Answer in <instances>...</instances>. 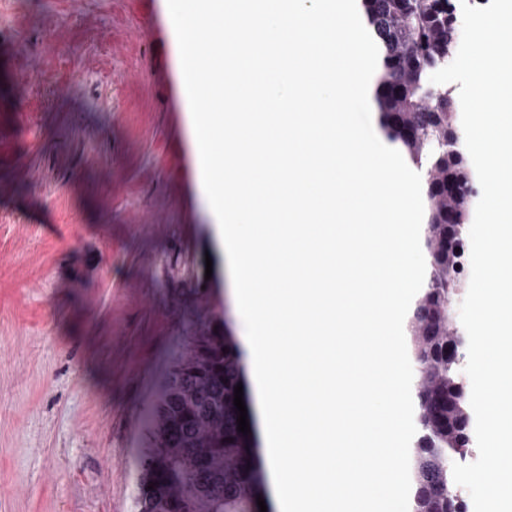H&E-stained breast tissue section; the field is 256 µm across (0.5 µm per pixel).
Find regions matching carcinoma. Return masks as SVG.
<instances>
[{
    "instance_id": "obj_1",
    "label": "carcinoma",
    "mask_w": 512,
    "mask_h": 512,
    "mask_svg": "<svg viewBox=\"0 0 512 512\" xmlns=\"http://www.w3.org/2000/svg\"><path fill=\"white\" fill-rule=\"evenodd\" d=\"M379 50L375 101L380 128L423 172L428 276L407 322L418 378L411 480L416 512H465L448 460L469 445V395L448 359L449 296L459 282L451 240L466 224L479 182L458 146L454 102L430 74L448 61L455 34L448 0H361ZM429 313L421 322L419 310ZM242 382L238 346L217 333L180 354L147 423L154 444L137 480L138 512H260L261 470L253 434L237 430L234 387ZM153 489H148V486Z\"/></svg>"
}]
</instances>
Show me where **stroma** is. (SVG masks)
<instances>
[{"instance_id": "stroma-1", "label": "stroma", "mask_w": 512, "mask_h": 512, "mask_svg": "<svg viewBox=\"0 0 512 512\" xmlns=\"http://www.w3.org/2000/svg\"><path fill=\"white\" fill-rule=\"evenodd\" d=\"M166 0H0V512H136L144 420L236 311Z\"/></svg>"}]
</instances>
